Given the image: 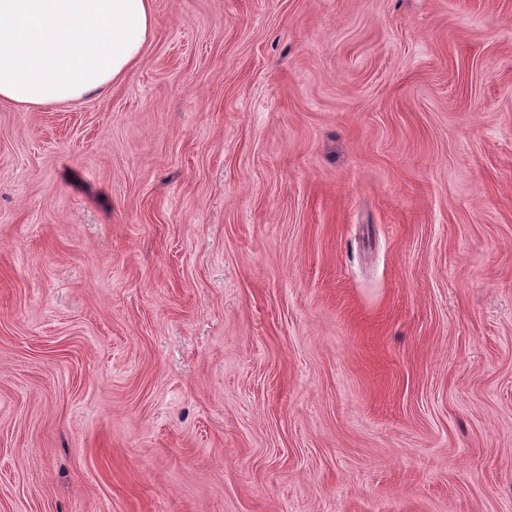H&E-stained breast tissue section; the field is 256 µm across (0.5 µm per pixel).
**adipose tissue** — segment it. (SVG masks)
I'll use <instances>...</instances> for the list:
<instances>
[{"mask_svg":"<svg viewBox=\"0 0 512 512\" xmlns=\"http://www.w3.org/2000/svg\"><path fill=\"white\" fill-rule=\"evenodd\" d=\"M155 26L152 0H0V102L29 110L103 93Z\"/></svg>","mask_w":512,"mask_h":512,"instance_id":"adipose-tissue-1","label":"adipose tissue"}]
</instances>
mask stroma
Returning <instances> with one entry per match:
<instances>
[{"label": "stroma", "instance_id": "1", "mask_svg": "<svg viewBox=\"0 0 512 512\" xmlns=\"http://www.w3.org/2000/svg\"><path fill=\"white\" fill-rule=\"evenodd\" d=\"M0 102V512H512V0H153Z\"/></svg>", "mask_w": 512, "mask_h": 512}]
</instances>
